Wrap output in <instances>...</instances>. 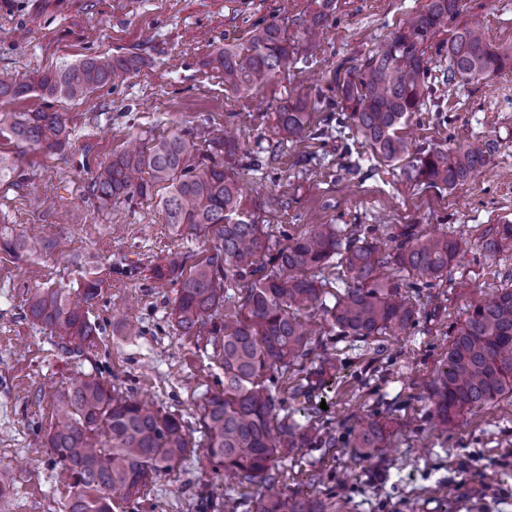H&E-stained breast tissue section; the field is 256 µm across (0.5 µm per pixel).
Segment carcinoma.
Masks as SVG:
<instances>
[{
  "instance_id": "carcinoma-1",
  "label": "carcinoma",
  "mask_w": 512,
  "mask_h": 512,
  "mask_svg": "<svg viewBox=\"0 0 512 512\" xmlns=\"http://www.w3.org/2000/svg\"><path fill=\"white\" fill-rule=\"evenodd\" d=\"M334 2L322 0L306 27V48H312ZM461 10V0H429L378 42L362 63L333 75L345 115L343 128L370 148L372 158L387 165L407 158L408 180L445 189L487 167L496 144L476 139L455 148L414 151L400 134L399 127L431 97L428 50L436 48L442 81L450 84L512 70V46L493 47L480 25L456 23ZM445 27L448 40L433 45ZM294 53L285 32L268 24L243 44L215 49L207 65L224 80L225 90L245 94L288 69ZM141 64L137 56L102 54L38 70L21 81L13 73L0 72V98L37 92L81 100ZM316 110L317 104L305 97L285 101L271 125L276 142L292 144L310 136ZM0 136L51 153L63 146L69 133L62 113L35 111L0 114ZM226 154L233 149L222 136L201 145L185 132L160 136L100 167L89 196L103 210L121 197L149 198L162 184L166 195L160 205L176 235L215 236V252L204 261L187 269L175 255L154 267L156 279L178 284L170 319L185 335L218 318L228 289L247 282L240 309L217 327L224 332L215 349L224 369V387L200 407L211 472L231 474L242 484L265 485L256 512H327V503L313 491H277L272 474L282 451L323 442L315 409L294 403L308 398L307 383L314 380L329 387L336 378V358L315 339L303 315L317 304L328 335L356 341L403 331L417 311L401 295L399 283L384 278L381 269L391 263L409 275L438 279L461 252L462 242L402 224L390 233L394 248L385 254L370 224H356L348 234L337 224H317L288 236L281 246L244 207L235 174L224 166ZM0 184H21L16 161L4 155ZM510 243L512 224H503L485 240V249L497 252ZM61 245L52 234L15 235L10 227L0 228V251L18 258ZM336 255L353 287L328 306L320 301L327 286L323 272ZM102 284L101 279H83L79 303L63 288L38 291L25 299L26 316L59 335L62 353L80 357L98 334L84 306L99 296ZM312 354L318 364L290 398L267 382L265 373L283 375ZM506 394L512 396V287L468 310L437 370L430 395L432 415L442 425H452L468 410ZM53 409L55 423L47 441L53 462L69 480L67 512H112L114 496L126 501L139 497L155 476L173 470L194 449L181 419L125 397L91 374L70 378L55 396ZM297 413L304 415L305 423L294 418ZM390 437L388 426L373 419L354 427L350 442L360 454L372 455L388 447Z\"/></svg>"
}]
</instances>
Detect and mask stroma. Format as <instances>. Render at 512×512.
Here are the masks:
<instances>
[{
  "label": "stroma",
  "instance_id": "obj_1",
  "mask_svg": "<svg viewBox=\"0 0 512 512\" xmlns=\"http://www.w3.org/2000/svg\"><path fill=\"white\" fill-rule=\"evenodd\" d=\"M320 0H0V71L27 75L60 61L101 53L141 57L142 66L82 102L32 93L0 100V113H64L71 139L48 154L0 137L25 181L0 184V225L22 232L53 225L64 250L16 259L0 251V481L10 487L0 512H65L70 488L51 461L47 434L53 397L78 372L112 383L123 395L152 402L182 418L196 444L171 472L155 477L138 500H115L114 512H206L213 475L196 416L221 389L214 359L220 338L211 327L185 336L168 322L176 287L155 279L170 254L194 265L213 254L211 238H175L151 197L118 200L97 210L88 186L97 170L131 141L189 131L204 140L217 132L237 145L224 164L235 172L243 201L272 239L285 242L315 224H416L465 244L446 275L422 279L387 268L418 311L415 324L371 342L327 336L339 380L326 389L321 422L331 448H296L279 467V483L295 487L312 469L347 479L349 512H436L454 491L455 512H512V397L465 413L455 426L431 420L436 370L471 305L512 286V245L495 255L481 247L489 229L512 223V71L468 84L436 85L421 112L403 128L415 147H457L473 138L496 141L488 170L453 189L413 186L401 164L362 161L357 172L333 137H314L274 153L266 135L270 112L288 95L323 97L322 127L336 100L338 67L356 65L406 14L427 0H336L328 30L314 49L298 51L288 73L246 95L225 91L207 67L216 48L247 40L277 23L301 44ZM462 24H480L491 45L512 44V0H462ZM282 204L269 205L270 196ZM103 280L89 319L99 334L79 358L63 356L57 334L24 315L27 293L74 288L85 270ZM133 312L140 335H120L115 322ZM387 422L391 445L366 457L351 448L358 420Z\"/></svg>",
  "mask_w": 512,
  "mask_h": 512
}]
</instances>
